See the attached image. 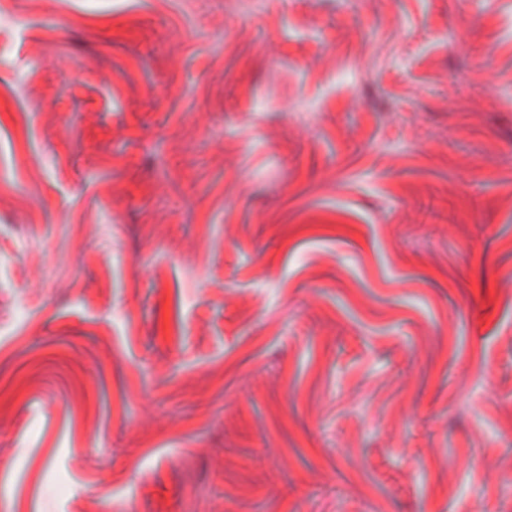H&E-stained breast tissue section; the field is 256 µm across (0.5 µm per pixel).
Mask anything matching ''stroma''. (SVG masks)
I'll return each instance as SVG.
<instances>
[{
    "label": "stroma",
    "mask_w": 512,
    "mask_h": 512,
    "mask_svg": "<svg viewBox=\"0 0 512 512\" xmlns=\"http://www.w3.org/2000/svg\"><path fill=\"white\" fill-rule=\"evenodd\" d=\"M0 512H512V0H0Z\"/></svg>",
    "instance_id": "1"
}]
</instances>
